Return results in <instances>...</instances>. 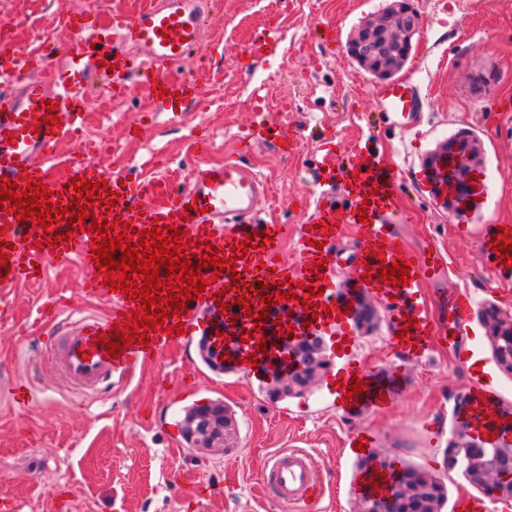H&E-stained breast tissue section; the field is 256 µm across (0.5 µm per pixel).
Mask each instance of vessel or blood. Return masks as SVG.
I'll return each instance as SVG.
<instances>
[{
    "instance_id": "b4317fda",
    "label": "vessel or blood",
    "mask_w": 512,
    "mask_h": 512,
    "mask_svg": "<svg viewBox=\"0 0 512 512\" xmlns=\"http://www.w3.org/2000/svg\"><path fill=\"white\" fill-rule=\"evenodd\" d=\"M213 0H150L131 13L113 12L109 22H102L97 9L68 14L64 26L70 31L68 41L50 51L25 55L13 52L11 45H0V176L26 189L27 177L41 179L51 191H64L68 180L80 177L97 183L107 181L119 202L113 209L94 206L97 218L114 213L131 221L133 229L152 226H176L185 238L197 244L211 242L213 247L231 251L245 235H252V249L237 260L241 283L250 288V302H259L266 286L293 279L294 294L303 296V287L312 281L310 264H323L320 282L323 295L317 312L302 309L292 301L268 306L263 319L266 349L256 352L245 336L253 332V317L244 315L236 303L238 291L232 290L228 274L213 277L211 269H202L207 278L204 300L187 301L180 334L164 330L151 333L149 345L132 344L118 355L108 354L105 339L114 338L115 326L125 314L137 311L136 302L124 292L107 289L91 253L88 234L74 235L68 244L36 249L26 235L31 223L16 220L0 210V233L13 248L9 263L0 270V295H7L19 284L38 283L48 269L67 270L80 263L85 271L80 293L85 297L108 300L105 316L81 313L61 319L55 300H47L35 310V322L44 329L32 342L40 358L46 360L85 398L110 395L128 387L140 377L146 366L159 361L171 346H182L195 337H206L212 347L223 352L230 367L244 375L262 371L287 372L297 359L289 342L303 337L322 340L333 348L335 369L325 381L329 399L337 411L350 416L361 409L387 408L401 390V363H419L442 347L456 361L470 369L467 403L452 412L458 430L478 437H490L491 447L512 446V405L506 403L496 377L486 369L479 343L471 327L476 304L467 289H446L452 270L436 244L415 248L399 230L412 223L413 213L397 207L395 194L402 181L401 171L383 165L369 140L357 139L348 151L337 149L336 135L323 130L317 138L315 171L323 179L318 184L311 214L298 227V266L282 260V227H270V244H262V228L256 217L269 197V188L260 176L247 167L245 160L255 146L268 143L280 147L282 155L295 149L293 134L281 123L263 118L251 125L236 140L234 157L210 165L201 156L211 142L207 129L189 137L193 157L189 165L167 170L164 175L131 176L116 165L102 167L98 159L76 158L65 178L52 172L55 150L61 141L74 139L87 124L89 99L83 88L102 64L106 80L98 88L102 97H126L133 81L150 87H164L166 95L157 99V114L165 124L178 125L186 112L200 100L202 85L216 78V71L187 73L178 80L169 73L193 51L204 45V29L212 16ZM282 42L276 23H267L252 38L247 53L251 63L276 54ZM378 99L394 125H416L417 97L410 80L402 79L381 86ZM56 106L58 123L49 132L38 129L47 106ZM368 207L367 222H360L358 211ZM354 227L362 245L351 287H339L336 275V245L344 225ZM498 234L497 225H489L482 236L479 255L482 263L493 269L499 282L512 283V266L497 260L491 241ZM383 249L376 257L375 249ZM409 263L410 272L402 286L384 284L378 268L395 261ZM229 295H222V288ZM384 302L390 312L393 335L390 350L399 357L385 378L373 377L355 357L357 344L356 308L358 297ZM412 325H405V318ZM293 327L292 336L280 335L281 325ZM364 383L362 392L347 394L344 385L352 378ZM7 392L18 407H29L45 391L41 372L20 377L8 376ZM403 473V464L390 456L375 460L372 466L357 472L348 492L354 497L384 496ZM326 475L318 470L310 453L300 448H283L271 454L262 468L259 481L264 495L287 512H315L326 489Z\"/></svg>"
}]
</instances>
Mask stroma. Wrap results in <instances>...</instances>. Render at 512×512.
Returning <instances> with one entry per match:
<instances>
[{
  "mask_svg": "<svg viewBox=\"0 0 512 512\" xmlns=\"http://www.w3.org/2000/svg\"><path fill=\"white\" fill-rule=\"evenodd\" d=\"M390 2L217 0L205 41L219 52L214 63L222 78L203 89L208 108L193 109L179 127H165L153 119L149 88L139 82L130 97L90 108L88 126L114 145L104 165L119 162L137 174L158 155L173 166L187 163V137L196 127L212 132L208 161L222 162L257 112L274 113L289 103L288 125L298 137L297 153L286 158L262 144L247 162L271 186L274 204L265 218L283 225V249L291 262L297 259V227L312 196L316 134L332 129L342 146L369 138L382 162L405 176L396 202L416 212L414 223L400 227L406 239L414 246L434 239L450 258L451 286L476 291L512 317V284L497 283L478 260L484 225L512 224V0H411L420 27L397 76L419 90L420 125L414 132L389 123L378 107L381 79L347 51L352 31ZM24 7L25 16L12 33L16 43L30 42L33 23L46 13L58 22L55 42L68 39L59 22L73 10V0H24ZM272 16L282 30L281 49L254 66L252 79H244L239 68L246 46ZM331 27L338 33L332 48L325 42ZM257 87L265 98L259 107L252 99ZM133 119L141 120L142 134L124 140L122 125ZM463 130L481 143L488 195L481 209L456 216L422 178L424 162L438 144ZM82 276L77 265L62 274L52 272L44 283L17 286L0 302V365L16 375L30 369L22 341L31 329V310L46 295L77 311L105 313V303L77 299ZM376 311L374 329L359 334L357 356L381 375L396 358L387 346L388 312L381 305ZM402 372V390L388 409H364L345 417L330 406L321 382L302 394L274 400V377L258 381L230 369L213 371L195 343L170 349L138 382L109 400L72 403L63 382L47 368V392L33 406L19 409L0 397V476H7L4 489L18 498L21 512H280L262 497L257 477L268 454L292 445L307 449L320 470L338 476L321 512H359L361 501L349 495L348 487L360 460L343 446L353 430L369 427L377 434L375 457L397 454L440 479L449 499L442 512H453V501L474 493L458 472L449 470L444 454L454 397L464 392L469 374L441 350L426 362L403 366ZM191 383L198 389L196 403L220 399L234 413L235 430L225 448H190L165 435L163 423L183 419L179 398ZM147 407L155 410L151 426L141 419ZM426 420L438 428L435 439L420 432ZM202 483L221 488V496L191 498L193 487Z\"/></svg>",
  "mask_w": 512,
  "mask_h": 512,
  "instance_id": "35a3bbf8",
  "label": "stroma"
}]
</instances>
